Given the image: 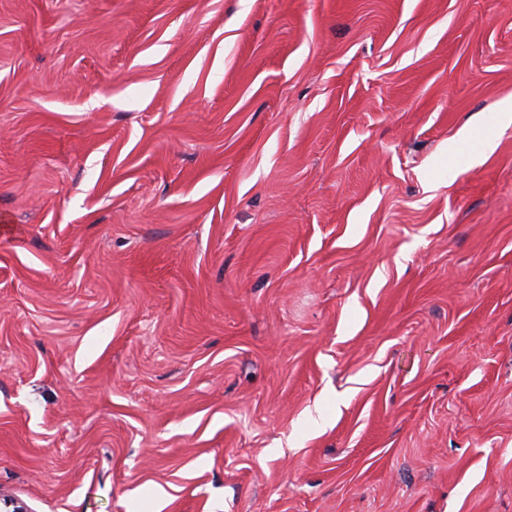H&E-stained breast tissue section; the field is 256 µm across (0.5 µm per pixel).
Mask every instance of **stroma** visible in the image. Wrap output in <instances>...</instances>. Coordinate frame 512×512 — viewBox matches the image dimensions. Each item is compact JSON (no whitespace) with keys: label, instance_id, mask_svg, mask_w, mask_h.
Returning <instances> with one entry per match:
<instances>
[{"label":"stroma","instance_id":"obj_1","mask_svg":"<svg viewBox=\"0 0 512 512\" xmlns=\"http://www.w3.org/2000/svg\"><path fill=\"white\" fill-rule=\"evenodd\" d=\"M505 100L512 0H0V492L512 512Z\"/></svg>","mask_w":512,"mask_h":512}]
</instances>
